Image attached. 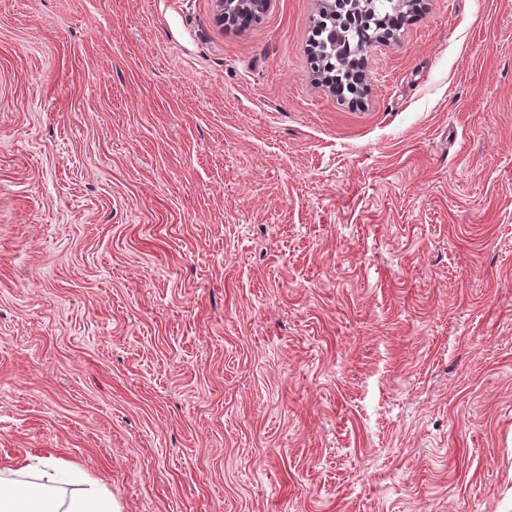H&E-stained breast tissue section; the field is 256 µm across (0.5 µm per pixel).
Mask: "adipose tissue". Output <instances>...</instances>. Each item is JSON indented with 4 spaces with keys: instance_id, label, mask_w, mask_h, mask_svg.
Segmentation results:
<instances>
[{
    "instance_id": "1",
    "label": "adipose tissue",
    "mask_w": 512,
    "mask_h": 512,
    "mask_svg": "<svg viewBox=\"0 0 512 512\" xmlns=\"http://www.w3.org/2000/svg\"><path fill=\"white\" fill-rule=\"evenodd\" d=\"M69 494L60 486L52 460L0 469V512H112V496L91 477Z\"/></svg>"
}]
</instances>
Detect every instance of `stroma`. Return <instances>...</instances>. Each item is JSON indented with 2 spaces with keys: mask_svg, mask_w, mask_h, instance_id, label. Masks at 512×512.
<instances>
[{
  "mask_svg": "<svg viewBox=\"0 0 512 512\" xmlns=\"http://www.w3.org/2000/svg\"><path fill=\"white\" fill-rule=\"evenodd\" d=\"M320 0H0V467L113 512H512V0L320 84Z\"/></svg>",
  "mask_w": 512,
  "mask_h": 512,
  "instance_id": "1",
  "label": "stroma"
}]
</instances>
